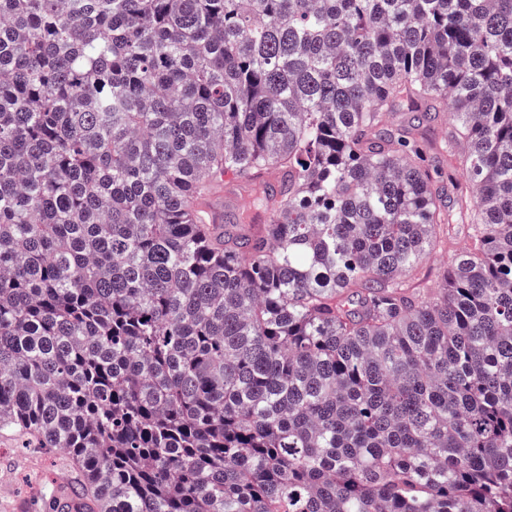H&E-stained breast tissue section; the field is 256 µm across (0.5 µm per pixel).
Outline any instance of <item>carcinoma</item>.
I'll return each mask as SVG.
<instances>
[{"mask_svg":"<svg viewBox=\"0 0 512 512\" xmlns=\"http://www.w3.org/2000/svg\"><path fill=\"white\" fill-rule=\"evenodd\" d=\"M11 430L91 512H512V0H0ZM445 262L444 249L436 250L423 265L421 274L415 280V286L418 288H437Z\"/></svg>","mask_w":512,"mask_h":512,"instance_id":"cac0c4a2","label":"carcinoma"}]
</instances>
